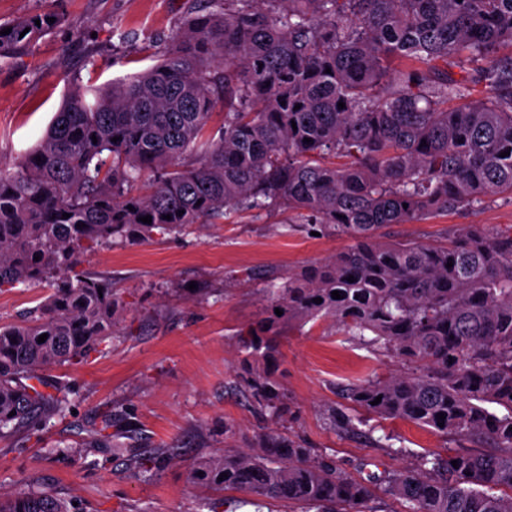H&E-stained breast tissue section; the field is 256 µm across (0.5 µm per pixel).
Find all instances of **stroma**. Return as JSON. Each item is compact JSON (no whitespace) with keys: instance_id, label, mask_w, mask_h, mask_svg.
Returning a JSON list of instances; mask_svg holds the SVG:
<instances>
[{"instance_id":"35a3bbf8","label":"stroma","mask_w":512,"mask_h":512,"mask_svg":"<svg viewBox=\"0 0 512 512\" xmlns=\"http://www.w3.org/2000/svg\"><path fill=\"white\" fill-rule=\"evenodd\" d=\"M51 11L62 22L28 50L0 56V163H16L45 133L72 88L108 87L154 65L184 15V0H0V24ZM288 212L232 216L180 236L116 242L84 254L80 272L111 277L122 294L116 334L103 352L53 366L67 410L41 440H0V493L46 490L73 512H195L202 495L188 479L193 464L225 443L252 448L258 435L280 433L330 457L352 478L372 482L428 453L471 450L404 420L369 417L355 432L335 431L332 412L352 413L350 383L399 371L395 359L343 341L327 320L283 326L273 365L289 407L273 420L254 410L239 385L253 363L236 333L265 316L267 278L297 272L343 251L349 238L314 236ZM512 225V202L451 213L424 224H393L385 240L432 242L449 229ZM130 426L139 447L175 443L178 457L138 473L94 440L103 421ZM232 440H225V426ZM388 434L390 448L377 437Z\"/></svg>"}]
</instances>
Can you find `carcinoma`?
I'll return each instance as SVG.
<instances>
[{
    "label": "carcinoma",
    "instance_id": "1",
    "mask_svg": "<svg viewBox=\"0 0 512 512\" xmlns=\"http://www.w3.org/2000/svg\"><path fill=\"white\" fill-rule=\"evenodd\" d=\"M50 18L60 22L39 12L0 24L11 28L0 52L30 48ZM505 47L512 0H188L157 64L110 88L70 91L23 160L0 165V291L53 286L19 321L0 324V438L63 413L62 390L48 391L41 371L80 362L115 335L120 294L112 280L76 271L83 253L288 210L352 244L278 287L269 281L270 315L237 334L246 356L267 361L285 320L330 319L345 340L407 366L348 386L364 414L490 450L424 455L375 486L270 433L250 452L226 448L191 469L194 485L239 493L199 507L374 512L369 503L388 498L399 512H512V226L451 230L445 245L377 234L497 195L512 201ZM451 100L465 105L450 110ZM147 215L151 223L139 221ZM245 388L254 408L282 417L268 369ZM111 448L139 470L179 454L175 445L148 454L130 435ZM0 512L69 508L34 490L0 494Z\"/></svg>",
    "mask_w": 512,
    "mask_h": 512
}]
</instances>
